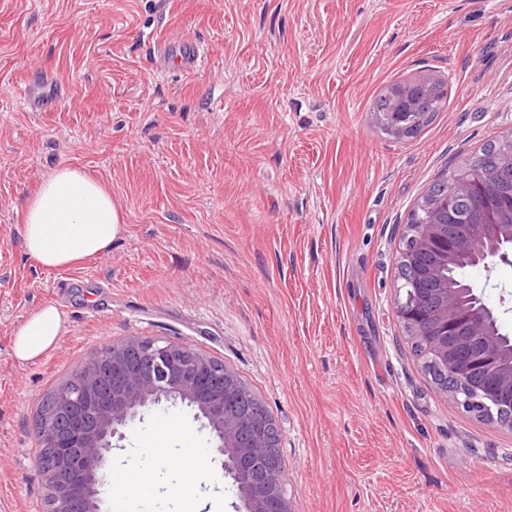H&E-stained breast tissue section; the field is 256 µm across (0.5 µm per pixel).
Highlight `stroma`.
Returning <instances> with one entry per match:
<instances>
[{
	"instance_id": "1",
	"label": "stroma",
	"mask_w": 512,
	"mask_h": 512,
	"mask_svg": "<svg viewBox=\"0 0 512 512\" xmlns=\"http://www.w3.org/2000/svg\"><path fill=\"white\" fill-rule=\"evenodd\" d=\"M202 45L190 77L158 45ZM428 75L446 104L415 138L373 112ZM61 88L40 111L25 83ZM0 512H44L38 405L131 337L187 344L268 407L294 512H512V430L423 371L394 305L405 224L434 180L512 130V0H0ZM78 168L124 215L104 254L60 270L23 248L41 179ZM466 280L512 335V264ZM52 303L68 332L32 362L14 331ZM193 407L146 409L109 470L201 448L198 512H234Z\"/></svg>"
}]
</instances>
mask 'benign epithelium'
I'll return each instance as SVG.
<instances>
[{
  "mask_svg": "<svg viewBox=\"0 0 512 512\" xmlns=\"http://www.w3.org/2000/svg\"><path fill=\"white\" fill-rule=\"evenodd\" d=\"M431 81L429 76L406 80L382 96L379 110L392 120L391 135L405 132L404 115L396 109ZM488 186L482 176L458 178L447 196L424 199L425 217L406 225L398 263L414 271L434 257L429 303L419 301L420 280L413 275L397 283L395 307L425 361L453 378L449 397L456 407L511 429L512 348L507 365L486 373L485 361L474 358L469 345L477 339L487 358L499 357L500 329H487L483 314L469 309L468 301L480 299L473 285L448 286V272L465 257L485 268L512 261V180L497 187L508 198L505 214L482 209ZM460 198L469 203L466 214L456 209ZM164 400L196 406L215 432L226 456L224 477L241 502L237 512H292L284 468L269 463L274 444L268 418L248 385L187 344L138 337L82 363L52 393L37 421L39 446L53 449L51 465L38 468L47 490L46 512H99L112 439H124V429L141 410Z\"/></svg>",
  "mask_w": 512,
  "mask_h": 512,
  "instance_id": "7a95c632",
  "label": "benign epithelium"
}]
</instances>
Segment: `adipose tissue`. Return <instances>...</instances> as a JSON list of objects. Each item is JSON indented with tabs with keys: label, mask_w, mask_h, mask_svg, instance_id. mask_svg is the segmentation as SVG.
Instances as JSON below:
<instances>
[{
	"label": "adipose tissue",
	"mask_w": 512,
	"mask_h": 512,
	"mask_svg": "<svg viewBox=\"0 0 512 512\" xmlns=\"http://www.w3.org/2000/svg\"><path fill=\"white\" fill-rule=\"evenodd\" d=\"M122 224V214L110 191L82 170L63 166L47 174L27 200L21 235L26 253L41 267L64 269L107 251ZM66 332L58 307L44 305L29 314L15 331L13 356L20 362L36 360L53 350ZM181 432V426L173 420L156 428L150 454L179 469L183 512H196L192 491L206 470V457L200 448H185L173 454L169 442ZM113 481L122 502L128 503L153 490L156 473L153 468L130 464L118 470Z\"/></svg>",
	"instance_id": "obj_1"
}]
</instances>
